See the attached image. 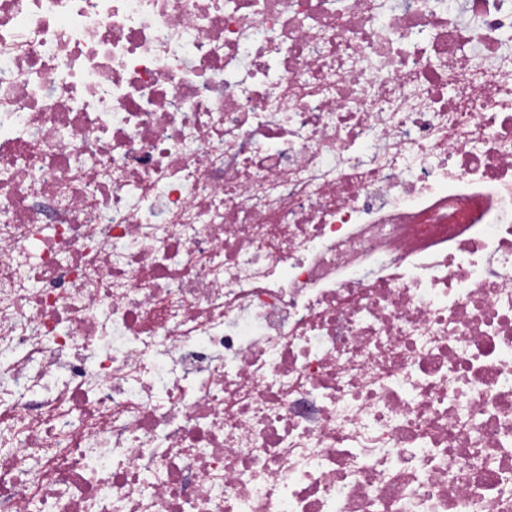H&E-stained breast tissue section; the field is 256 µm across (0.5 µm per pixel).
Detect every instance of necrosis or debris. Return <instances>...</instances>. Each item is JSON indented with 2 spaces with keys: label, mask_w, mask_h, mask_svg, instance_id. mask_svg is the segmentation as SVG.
<instances>
[{
  "label": "necrosis or debris",
  "mask_w": 512,
  "mask_h": 512,
  "mask_svg": "<svg viewBox=\"0 0 512 512\" xmlns=\"http://www.w3.org/2000/svg\"><path fill=\"white\" fill-rule=\"evenodd\" d=\"M0 512H512V0H0Z\"/></svg>",
  "instance_id": "4bbe7bcc"
}]
</instances>
